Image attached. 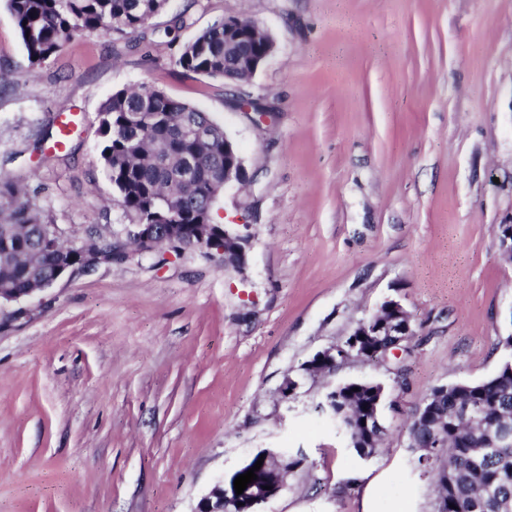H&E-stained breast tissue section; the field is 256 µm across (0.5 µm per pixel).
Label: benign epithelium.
<instances>
[{
  "label": "benign epithelium",
  "mask_w": 512,
  "mask_h": 512,
  "mask_svg": "<svg viewBox=\"0 0 512 512\" xmlns=\"http://www.w3.org/2000/svg\"><path fill=\"white\" fill-rule=\"evenodd\" d=\"M246 36L263 43L266 53L258 64L252 61L241 63L239 77L243 82L250 81L276 49L270 33L260 25L252 23L244 32L240 22L224 20V40L228 44L234 45ZM224 151L230 155V162L224 165V188L246 185L249 178L244 157L238 146L227 136L224 137ZM133 237L142 245V254L153 253L160 242L168 246H178L183 251L211 248L213 242L219 238L223 241L221 250L224 254V268L241 272L246 267L249 237L230 224H199L195 235L189 241L182 240L179 224H137ZM498 247L500 257L512 265V219L501 226ZM383 305L390 313L389 318L380 320L375 316L364 317L358 321L343 344L315 353L306 363L304 372L309 374L319 365L336 363V353L339 351L347 360H382L384 356L398 350L400 344L408 342L414 335L411 314L396 300H387ZM362 335L380 336L386 340L388 346L379 353H368L363 349L360 339ZM416 415L430 428L429 436L434 447H441L443 431L433 422V409L429 405V399L421 402ZM261 456L264 457L262 468L270 471L269 476L253 481L240 495L235 493V476L223 478L202 498L197 512H262L263 505L276 499L287 488L289 472L287 464L278 462L277 450L262 449L252 455L250 460H257ZM266 485L271 486V489H264Z\"/></svg>",
  "instance_id": "obj_1"
}]
</instances>
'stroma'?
<instances>
[{"instance_id":"stroma-1","label":"stroma","mask_w":512,"mask_h":512,"mask_svg":"<svg viewBox=\"0 0 512 512\" xmlns=\"http://www.w3.org/2000/svg\"><path fill=\"white\" fill-rule=\"evenodd\" d=\"M223 17L267 29L273 56L246 83L181 75V43ZM151 25L34 67L0 0V177L65 242L128 239L98 112L116 90L162 88L243 152L251 183L213 217L247 225L248 266L132 251L1 303L0 512H196L264 448L304 459L267 512H436L412 417L434 387L512 359L497 249L512 216V0H169ZM65 118L70 154L44 157L37 141ZM389 298L413 316L406 349L303 377ZM346 381L385 390L386 437L366 459L316 410Z\"/></svg>"}]
</instances>
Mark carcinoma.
Masks as SVG:
<instances>
[{"mask_svg":"<svg viewBox=\"0 0 512 512\" xmlns=\"http://www.w3.org/2000/svg\"><path fill=\"white\" fill-rule=\"evenodd\" d=\"M167 0H7L28 60L38 65L79 35L121 37L146 30L166 10ZM239 55L224 47V20L186 42L175 61L186 75L224 78V65ZM101 144L98 161L112 184L115 203L133 224H182L187 235L195 225L213 223L212 208L224 176L221 126L197 107L151 86L120 89L98 112ZM217 131L200 142L184 134L185 123ZM26 186L0 178V288H37L61 264L82 267L91 254L112 262V251L128 254V243L102 240L83 248L65 246L42 213L26 200ZM347 418L334 419L356 453L372 456L384 432L368 436L351 424L365 413L370 388L349 382L336 387ZM437 419L447 435L443 466L418 460L435 474L437 512H512V448H494L496 433L512 429V363L477 383L432 393ZM471 401L483 409L476 421L458 423L455 407Z\"/></svg>","mask_w":512,"mask_h":512,"instance_id":"carcinoma-1","label":"carcinoma"}]
</instances>
